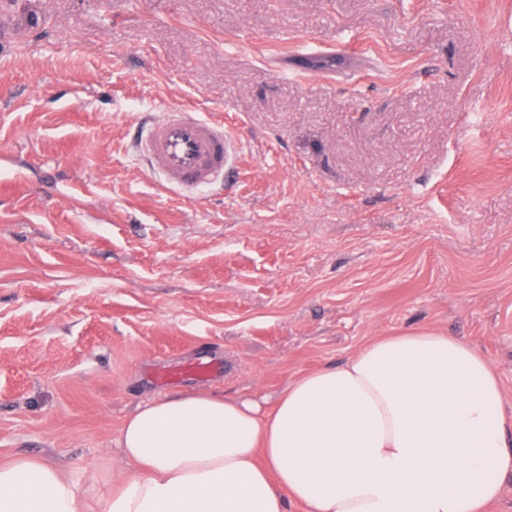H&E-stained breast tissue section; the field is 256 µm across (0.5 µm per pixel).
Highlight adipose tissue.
Instances as JSON below:
<instances>
[{
  "instance_id": "adipose-tissue-1",
  "label": "adipose tissue",
  "mask_w": 512,
  "mask_h": 512,
  "mask_svg": "<svg viewBox=\"0 0 512 512\" xmlns=\"http://www.w3.org/2000/svg\"><path fill=\"white\" fill-rule=\"evenodd\" d=\"M511 476L495 367L422 329L295 375L267 410L159 396L124 420L81 490L41 457L0 461V512H489Z\"/></svg>"
}]
</instances>
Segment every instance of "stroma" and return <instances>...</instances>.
Returning a JSON list of instances; mask_svg holds the SVG:
<instances>
[{"label": "stroma", "mask_w": 512, "mask_h": 512, "mask_svg": "<svg viewBox=\"0 0 512 512\" xmlns=\"http://www.w3.org/2000/svg\"><path fill=\"white\" fill-rule=\"evenodd\" d=\"M183 106L241 137L224 190L128 151ZM418 329L512 405V0H0V460L81 487L160 395L269 401ZM217 370V364L213 361L204 362L202 359L189 360L178 366L173 371L157 374L163 381H175L184 375H193L199 378L210 377Z\"/></svg>", "instance_id": "obj_1"}]
</instances>
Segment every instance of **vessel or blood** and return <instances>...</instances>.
<instances>
[{
  "label": "vessel or blood",
  "instance_id": "obj_1",
  "mask_svg": "<svg viewBox=\"0 0 512 512\" xmlns=\"http://www.w3.org/2000/svg\"><path fill=\"white\" fill-rule=\"evenodd\" d=\"M136 151L149 170L168 181L187 186L209 185L224 178L236 162L240 140L223 125L187 110L172 112L142 124L133 138ZM217 369L211 361L190 360L160 373L163 381L184 375L210 377Z\"/></svg>",
  "mask_w": 512,
  "mask_h": 512
}]
</instances>
